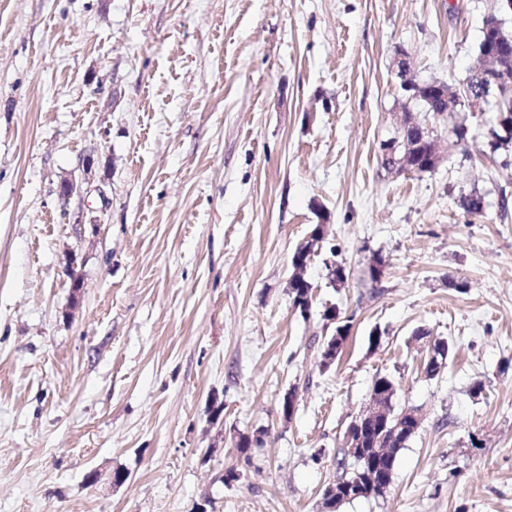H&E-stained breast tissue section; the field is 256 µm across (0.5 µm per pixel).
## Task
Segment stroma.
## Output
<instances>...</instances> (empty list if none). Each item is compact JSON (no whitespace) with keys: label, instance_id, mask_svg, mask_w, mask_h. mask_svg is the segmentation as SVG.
Here are the masks:
<instances>
[{"label":"stroma","instance_id":"obj_1","mask_svg":"<svg viewBox=\"0 0 512 512\" xmlns=\"http://www.w3.org/2000/svg\"><path fill=\"white\" fill-rule=\"evenodd\" d=\"M503 2L0 0V512H512V144L452 112L434 170L379 159L393 58L458 84ZM420 329L454 346L432 378ZM379 375L421 425L384 496L327 508Z\"/></svg>","mask_w":512,"mask_h":512}]
</instances>
